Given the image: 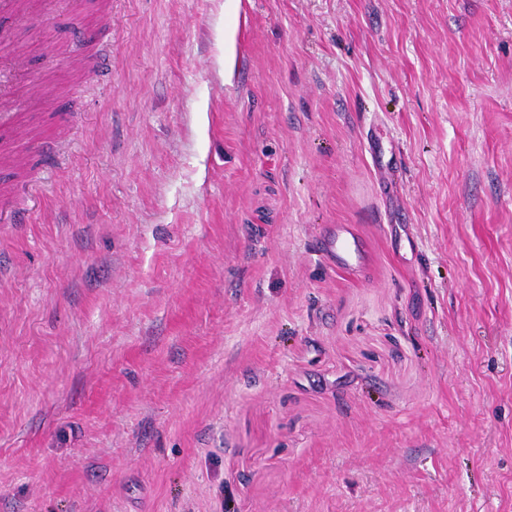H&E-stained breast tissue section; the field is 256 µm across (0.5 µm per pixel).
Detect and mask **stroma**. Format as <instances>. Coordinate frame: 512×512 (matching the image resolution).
<instances>
[{
  "instance_id": "obj_1",
  "label": "stroma",
  "mask_w": 512,
  "mask_h": 512,
  "mask_svg": "<svg viewBox=\"0 0 512 512\" xmlns=\"http://www.w3.org/2000/svg\"><path fill=\"white\" fill-rule=\"evenodd\" d=\"M0 56V512H512V0H18ZM320 245L322 251L341 273L351 274L367 261L366 243L345 224L323 229Z\"/></svg>"
}]
</instances>
